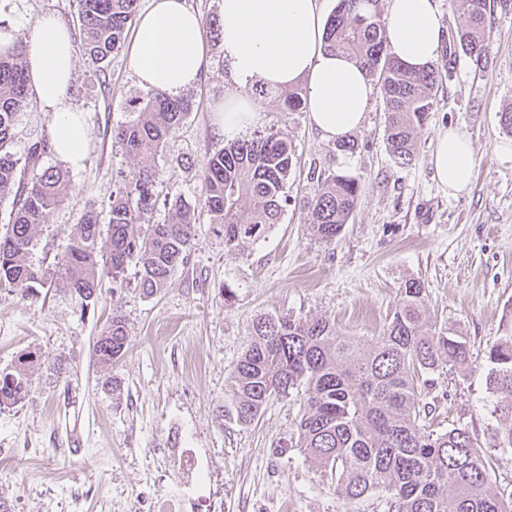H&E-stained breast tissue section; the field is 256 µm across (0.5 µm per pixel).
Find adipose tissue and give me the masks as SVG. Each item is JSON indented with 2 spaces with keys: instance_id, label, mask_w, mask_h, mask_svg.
Here are the masks:
<instances>
[{
  "instance_id": "adipose-tissue-1",
  "label": "adipose tissue",
  "mask_w": 512,
  "mask_h": 512,
  "mask_svg": "<svg viewBox=\"0 0 512 512\" xmlns=\"http://www.w3.org/2000/svg\"><path fill=\"white\" fill-rule=\"evenodd\" d=\"M384 21L393 57L414 68L439 57L446 27L437 0H389ZM221 25L224 61L236 81L275 89L306 83L309 120L324 139H346L363 125L373 84L358 63L325 48L326 19L318 0H222ZM208 62L200 15L184 0H150L135 26L131 68L138 86L178 94L198 82ZM27 63L29 89L51 115L56 156L80 167L86 127L65 100L74 51L56 17L36 20ZM431 161L444 192L454 196L469 189L476 160L464 133H440Z\"/></svg>"
}]
</instances>
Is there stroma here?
I'll use <instances>...</instances> for the list:
<instances>
[{"label": "stroma", "instance_id": "stroma-1", "mask_svg": "<svg viewBox=\"0 0 512 512\" xmlns=\"http://www.w3.org/2000/svg\"><path fill=\"white\" fill-rule=\"evenodd\" d=\"M45 14L71 34L76 67L66 96L87 127L88 149L68 172V200L47 213L34 238L30 259L45 271V287L31 299L0 288V370L33 356L26 398L0 406V503L8 512H395L389 491L349 499L296 448L302 395L271 398L246 425L224 407L257 317L325 316L368 347L411 278L424 282L440 322L466 336L472 353L425 392L426 424L437 432L468 428L476 447L499 459L498 489H511L512 453L500 451L493 434L486 354L512 319V162L498 156L500 144H512L500 123L512 110V10L495 9L488 19V68L461 62L439 88L408 165L387 148L381 91L351 135L355 151L340 153L307 110L284 111V90L262 94L235 83L218 41L208 40L207 70L183 92L194 109L152 162L158 183L197 204L198 162L224 145L217 109L226 94H243L257 119L241 138L281 130L296 150L281 222L229 257L217 225L200 219L186 265L160 294H141L131 264L122 288L104 282L85 309L56 261L81 215L106 212L119 176L138 172L139 159L124 154L112 131L128 121L139 87L131 46L104 70L86 54L76 0H0V29H14L26 44ZM449 128L469 137L476 156L473 183L456 196L442 191L431 162L438 133ZM173 153L190 164L171 167ZM329 171L354 177L360 194L342 234L325 245L307 221V203ZM116 311L127 320L129 348L103 365L92 349Z\"/></svg>", "mask_w": 512, "mask_h": 512}]
</instances>
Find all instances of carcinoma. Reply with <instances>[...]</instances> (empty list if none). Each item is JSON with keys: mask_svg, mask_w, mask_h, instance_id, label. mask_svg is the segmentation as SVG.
<instances>
[{"mask_svg": "<svg viewBox=\"0 0 512 512\" xmlns=\"http://www.w3.org/2000/svg\"><path fill=\"white\" fill-rule=\"evenodd\" d=\"M139 0H77L85 50L107 63L122 48ZM379 0H339L327 19L325 47L359 61L369 77L383 82L386 141L397 163L414 160L416 141L433 111L437 92L457 71L460 60L489 65L491 4L450 0L465 24L448 28L440 61L413 71L387 52ZM30 106L27 60L21 45L0 53V199L13 198L10 223L0 235V286L21 296H37L45 272L29 259L35 232L46 212L69 191L67 172L41 166L51 150L45 138L27 144L17 156V118ZM133 118L113 132L122 150L143 160L164 151L193 109L187 98L143 90ZM297 159L281 131L251 139H229L201 161L202 194L192 207L169 191L168 217L153 221L159 202L156 174L142 165L123 181L99 213L82 215L77 231L56 267L81 310L96 300L104 279L122 285L130 263L139 267V287L151 297L167 288L172 273L188 260L195 237L196 211L224 228V253L257 241L280 223L288 203V179ZM321 188L308 201L314 236L332 244L352 216L359 184L346 175L319 177ZM126 319L112 314L94 346L96 360L109 365L129 346ZM470 357L466 337L438 322L427 303L424 282L408 279L399 288L386 329L370 349L336 330L326 317L311 320L262 315L253 338L231 373L230 408L237 422L252 423L273 396L303 390L297 447L328 472L347 497L358 499L384 488L393 493L396 512H512V493L493 487L496 461L475 447L467 428L434 433L422 424L431 414L422 404L434 384L427 374L454 369ZM487 389L495 398L494 433L499 447L512 449V328L487 352ZM0 372V405L22 401L29 386L26 365Z\"/></svg>", "mask_w": 512, "mask_h": 512, "instance_id": "1", "label": "carcinoma"}]
</instances>
